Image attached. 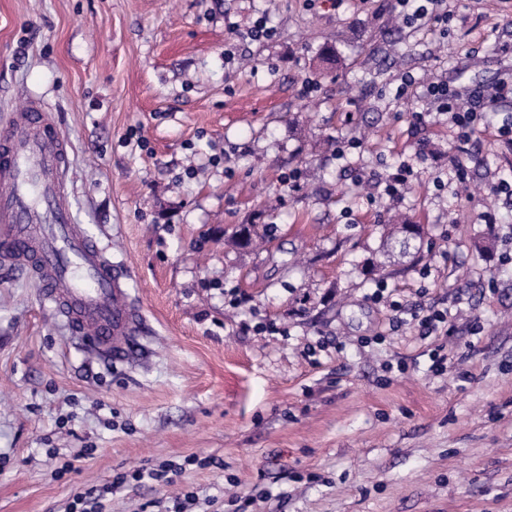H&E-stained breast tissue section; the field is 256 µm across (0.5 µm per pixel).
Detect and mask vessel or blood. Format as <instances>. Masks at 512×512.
Returning <instances> with one entry per match:
<instances>
[{
	"mask_svg": "<svg viewBox=\"0 0 512 512\" xmlns=\"http://www.w3.org/2000/svg\"><path fill=\"white\" fill-rule=\"evenodd\" d=\"M66 156L64 135L40 104L0 126V247L85 344L125 360L142 318L107 249L72 219L60 182Z\"/></svg>",
	"mask_w": 512,
	"mask_h": 512,
	"instance_id": "b4317fda",
	"label": "vessel or blood"
}]
</instances>
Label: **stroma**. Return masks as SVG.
I'll use <instances>...</instances> for the list:
<instances>
[{
	"mask_svg": "<svg viewBox=\"0 0 512 512\" xmlns=\"http://www.w3.org/2000/svg\"><path fill=\"white\" fill-rule=\"evenodd\" d=\"M448 8L413 33L393 0H0V119L54 115L74 219L144 315L129 361L106 362L0 263V512H65L159 463L184 465L196 512H512V200L490 190L512 171L496 133L512 109L456 200L431 182L447 126L410 130L429 102L392 99L403 72L512 76V0ZM263 13L274 39L232 40L227 22ZM341 137L381 174L419 154L403 203L338 165ZM396 212L424 228L416 258L384 253ZM240 224L272 225L265 247L225 244ZM380 283L457 317L390 329ZM172 490L120 487L111 510L156 512Z\"/></svg>",
	"mask_w": 512,
	"mask_h": 512,
	"instance_id": "1",
	"label": "stroma"
}]
</instances>
